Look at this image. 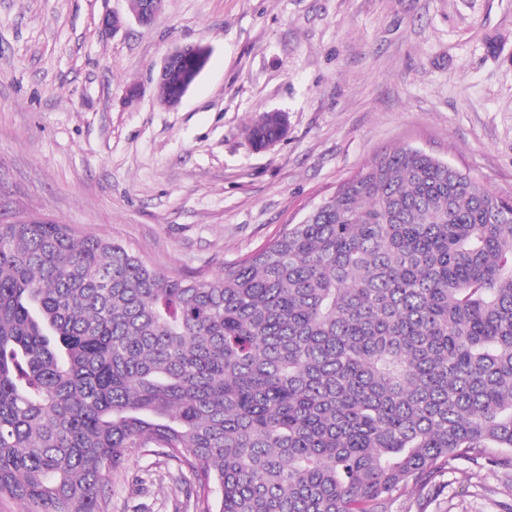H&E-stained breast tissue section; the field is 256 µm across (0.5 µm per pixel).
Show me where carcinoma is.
I'll return each mask as SVG.
<instances>
[{
	"label": "carcinoma",
	"mask_w": 512,
	"mask_h": 512,
	"mask_svg": "<svg viewBox=\"0 0 512 512\" xmlns=\"http://www.w3.org/2000/svg\"><path fill=\"white\" fill-rule=\"evenodd\" d=\"M131 448L189 473L193 512H390L457 460L512 470V197L386 151L218 279L0 224V498L109 512Z\"/></svg>",
	"instance_id": "carcinoma-1"
}]
</instances>
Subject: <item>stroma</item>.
Masks as SVG:
<instances>
[{"instance_id":"obj_1","label":"stroma","mask_w":512,"mask_h":512,"mask_svg":"<svg viewBox=\"0 0 512 512\" xmlns=\"http://www.w3.org/2000/svg\"><path fill=\"white\" fill-rule=\"evenodd\" d=\"M126 11L0 0V223L67 224L217 278L387 149L512 196V0H166L148 26ZM113 12L126 23L103 34ZM198 43L205 69L161 106L164 57ZM274 111L288 133L254 151L245 128ZM111 482V512L186 510L177 470L141 449ZM391 512H512V474L458 461Z\"/></svg>"}]
</instances>
